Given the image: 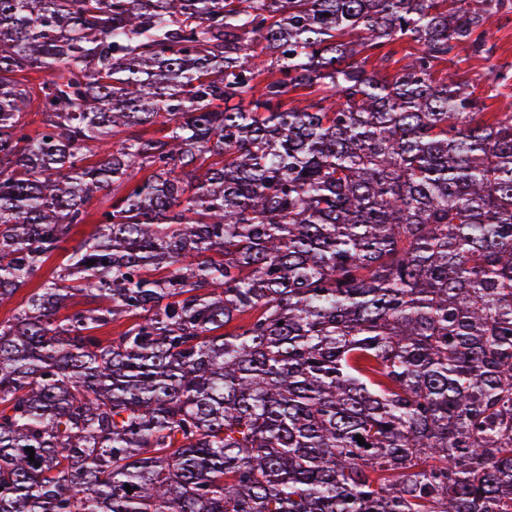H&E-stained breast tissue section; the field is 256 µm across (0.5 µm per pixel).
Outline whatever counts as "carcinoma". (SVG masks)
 I'll return each mask as SVG.
<instances>
[{
  "mask_svg": "<svg viewBox=\"0 0 512 512\" xmlns=\"http://www.w3.org/2000/svg\"><path fill=\"white\" fill-rule=\"evenodd\" d=\"M511 14L0 0V512H512ZM490 44L495 52L489 60L465 58L455 59L453 64H446L456 72L457 79L474 85L475 94L485 99L487 112L512 113V78L507 84L490 80L491 70H509L512 74V21L504 25L497 16L488 19L486 24ZM95 228V224H80L73 227L66 238V242L63 243L64 249L54 252L44 263L43 270L46 276H50L62 264L67 255V250H70L73 246H76L82 240L92 235Z\"/></svg>",
  "mask_w": 512,
  "mask_h": 512,
  "instance_id": "cac0c4a2",
  "label": "carcinoma"
}]
</instances>
